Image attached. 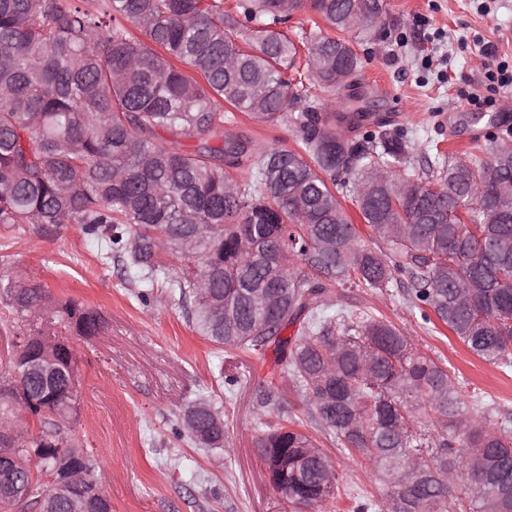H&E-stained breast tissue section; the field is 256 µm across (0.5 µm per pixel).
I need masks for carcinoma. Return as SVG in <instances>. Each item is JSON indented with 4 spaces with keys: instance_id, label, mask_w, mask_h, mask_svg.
Wrapping results in <instances>:
<instances>
[{
    "instance_id": "cac0c4a2",
    "label": "carcinoma",
    "mask_w": 512,
    "mask_h": 512,
    "mask_svg": "<svg viewBox=\"0 0 512 512\" xmlns=\"http://www.w3.org/2000/svg\"><path fill=\"white\" fill-rule=\"evenodd\" d=\"M317 24L295 42L278 29L304 2ZM383 0H0V224H78L101 255L126 256L141 288L162 284L193 301L198 333L217 346L263 354L274 347L289 379L313 407L311 420L334 442L360 451L393 490L357 512H453L454 482L468 484L469 512H512V433L462 411L450 370L417 349L399 328L334 301L332 287L413 282L427 307L481 359L512 367V142L493 137L488 159L444 160L434 174L404 178L407 134L374 122L347 134L328 103L361 61L345 35L384 23ZM146 37H134L125 24ZM306 48L299 62L300 47ZM191 67L202 80L174 62ZM303 64L323 98L287 78ZM260 124L290 121L300 149L254 147L224 136V105ZM198 140L183 151L160 139ZM249 178L227 177L253 155ZM357 204L377 252L358 243L339 197ZM182 262L169 276L167 261ZM307 270H294L295 260ZM25 316L22 335L0 362V422L30 405L23 448L49 486L31 512H73L62 484L78 414V359L61 349L102 327L98 311L58 299L17 273L0 287ZM297 327L291 337L282 333ZM59 342L47 385L26 371L39 339ZM197 444L223 443L224 420L205 399L187 406ZM273 487L312 508L335 498L317 470L327 453L286 424L258 439ZM88 512H111L90 460L83 459ZM16 485L0 475V512H15Z\"/></svg>"
}]
</instances>
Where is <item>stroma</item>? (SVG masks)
Instances as JSON below:
<instances>
[{
	"mask_svg": "<svg viewBox=\"0 0 512 512\" xmlns=\"http://www.w3.org/2000/svg\"><path fill=\"white\" fill-rule=\"evenodd\" d=\"M384 4L391 25L354 47L376 116L407 131L413 143L403 173L431 171L439 152L478 153L473 128L481 129V139L512 133V124L493 119L512 114V90L488 75L500 63L512 68V0H493L487 14L475 0ZM224 130L264 147L297 146L287 121L262 126L241 115ZM20 271L103 318L100 333L79 343L80 411L71 438L102 476L112 512H313L274 490L257 451L258 439L286 418L336 463L341 496L326 512H353L356 503H378L390 493L360 453L310 423L306 398L285 384L287 366L273 352L216 347L193 329L190 302L166 288L141 298L125 258H103L77 225L45 231L0 224V281ZM336 291L454 367L464 409L475 412V397H483L495 422L512 431V368L476 356L439 319L424 321L411 302L408 275H396L383 290L340 285ZM200 398L224 420L223 447H201L178 433L187 405Z\"/></svg>",
	"mask_w": 512,
	"mask_h": 512,
	"instance_id": "stroma-1",
	"label": "stroma"
}]
</instances>
